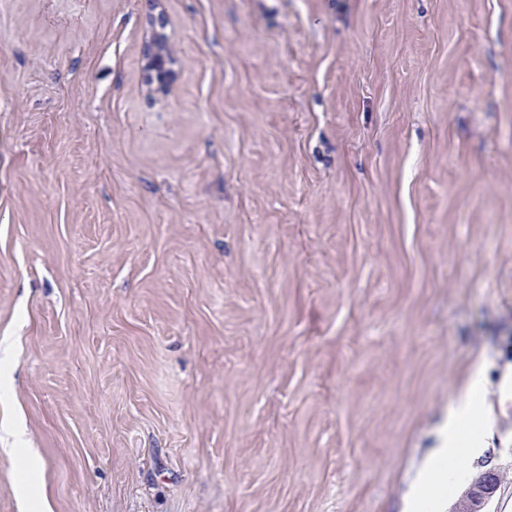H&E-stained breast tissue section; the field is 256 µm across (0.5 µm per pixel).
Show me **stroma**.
<instances>
[{"mask_svg": "<svg viewBox=\"0 0 512 512\" xmlns=\"http://www.w3.org/2000/svg\"><path fill=\"white\" fill-rule=\"evenodd\" d=\"M4 337L49 512H409L479 363L512 512V0H0Z\"/></svg>", "mask_w": 512, "mask_h": 512, "instance_id": "stroma-1", "label": "stroma"}]
</instances>
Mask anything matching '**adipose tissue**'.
Returning <instances> with one entry per match:
<instances>
[{
	"label": "adipose tissue",
	"instance_id": "ef3b65f1",
	"mask_svg": "<svg viewBox=\"0 0 512 512\" xmlns=\"http://www.w3.org/2000/svg\"><path fill=\"white\" fill-rule=\"evenodd\" d=\"M481 408V377L473 375L449 408L442 424L436 447L431 448L424 467L411 490L412 507H428L430 512H442V501L449 486L465 478L466 458L474 455L483 432ZM0 432L13 440L14 453L19 462L17 491L24 504L32 502V476L41 466L38 455L27 446L18 422H0Z\"/></svg>",
	"mask_w": 512,
	"mask_h": 512
}]
</instances>
